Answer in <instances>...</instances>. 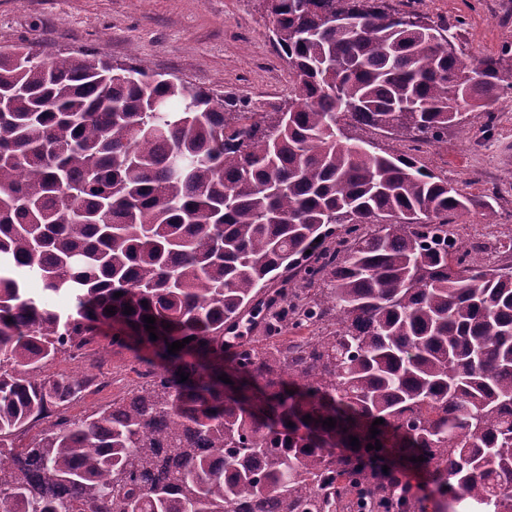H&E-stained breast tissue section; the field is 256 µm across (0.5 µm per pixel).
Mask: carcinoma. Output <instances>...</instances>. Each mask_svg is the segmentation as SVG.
<instances>
[{
	"instance_id": "obj_1",
	"label": "carcinoma",
	"mask_w": 512,
	"mask_h": 512,
	"mask_svg": "<svg viewBox=\"0 0 512 512\" xmlns=\"http://www.w3.org/2000/svg\"><path fill=\"white\" fill-rule=\"evenodd\" d=\"M270 14L295 95L268 119L137 61L0 54L3 512H512V227L492 268L456 233L498 223L512 170L464 194L353 134L429 145L475 111L493 135L512 44L467 63L464 19L406 25L422 14L384 0ZM95 336L143 382L17 447L86 392L42 369ZM352 436L423 457L448 502Z\"/></svg>"
}]
</instances>
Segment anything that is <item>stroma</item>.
Instances as JSON below:
<instances>
[{
	"label": "stroma",
	"instance_id": "35a3bbf8",
	"mask_svg": "<svg viewBox=\"0 0 512 512\" xmlns=\"http://www.w3.org/2000/svg\"><path fill=\"white\" fill-rule=\"evenodd\" d=\"M430 17L464 16L456 45L465 58L498 52L512 43V0H412ZM272 18L261 0H0V50L27 45L50 57L61 52L94 50L117 63L137 58L150 71L176 77L192 89H206L243 112H273L294 94L286 60L270 42ZM500 122L484 139L478 113L461 135L423 147L422 163L448 178L461 191L479 194L474 170L497 179L512 170V99L499 106ZM132 351L90 344L84 357L56 358L45 374L83 376L91 384L79 399L64 406L71 417H84L134 388L139 378Z\"/></svg>",
	"mask_w": 512,
	"mask_h": 512
}]
</instances>
